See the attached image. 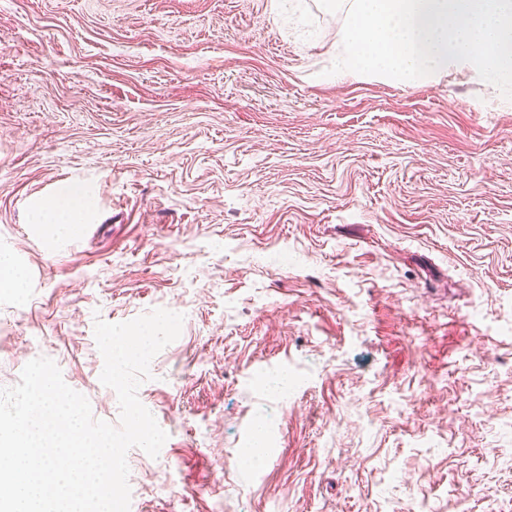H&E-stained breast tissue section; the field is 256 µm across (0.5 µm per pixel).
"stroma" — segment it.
<instances>
[{"instance_id": "obj_1", "label": "stroma", "mask_w": 512, "mask_h": 512, "mask_svg": "<svg viewBox=\"0 0 512 512\" xmlns=\"http://www.w3.org/2000/svg\"><path fill=\"white\" fill-rule=\"evenodd\" d=\"M342 22L0 0V387L45 356L118 424L95 320L184 316L130 512H512V101L470 69L327 76ZM74 182L93 230L47 243ZM95 200L83 187L71 186L60 192L51 207L40 206L34 224H55L57 230H73L94 208Z\"/></svg>"}]
</instances>
